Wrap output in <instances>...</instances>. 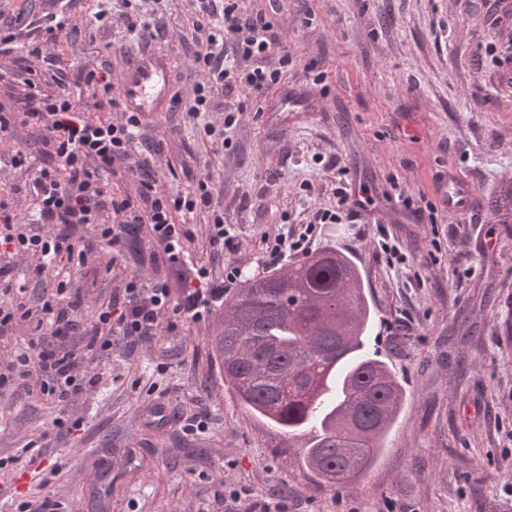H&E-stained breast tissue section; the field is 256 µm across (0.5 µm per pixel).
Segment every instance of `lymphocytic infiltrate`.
Wrapping results in <instances>:
<instances>
[{"mask_svg":"<svg viewBox=\"0 0 512 512\" xmlns=\"http://www.w3.org/2000/svg\"><path fill=\"white\" fill-rule=\"evenodd\" d=\"M194 32H207L206 44L193 55V67L201 80L194 88L188 114L199 120L200 130L214 143L224 141L223 128L203 121L210 93L222 87H240L247 98H262L282 79L279 68L257 67L239 72L226 65L225 56L245 60L266 57L272 50V24L266 16H243L240 0H193ZM114 118L96 120L80 110L68 95H52L31 89L21 110L0 107V144L10 142L16 126H31L41 133L40 158L30 161L24 151H0V165L23 172L22 183L13 185L9 197H0V250L10 260L0 263V291L25 296L29 284L55 275L51 296L39 298L36 307L4 302L0 304V334L26 324L32 336L26 348L13 352L0 368V382L27 376L30 364L43 375L39 390L47 400L64 404L79 387L94 385V378H76L78 359L63 344L72 333L82 332L90 352L109 350L116 336L141 340L157 335L160 319L176 308L185 319L197 322L208 313L212 302L224 295L223 285L214 284L207 268L189 265L184 242L192 236L188 225L177 223V214L197 210L210 212L209 238L217 249L233 248V238L224 226V213L214 200L208 179H200L188 194H171L142 182L138 197L114 195L102 178L113 165L128 166L130 178H137L142 162L136 161L141 136V119L123 111L119 100H111ZM28 203L26 216L16 211V199ZM147 225L153 244L161 247L167 262L180 274L184 295L172 303L170 286L158 279L143 283L130 277L125 286L126 301L120 311L100 306L86 327L75 316L82 303L73 295L69 267L84 264L93 252L92 244L76 247L70 232L91 227L95 242L116 243L129 227Z\"/></svg>","mask_w":512,"mask_h":512,"instance_id":"1","label":"lymphocytic infiltrate"}]
</instances>
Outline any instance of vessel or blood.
<instances>
[{
  "instance_id": "1",
  "label": "vessel or blood",
  "mask_w": 512,
  "mask_h": 512,
  "mask_svg": "<svg viewBox=\"0 0 512 512\" xmlns=\"http://www.w3.org/2000/svg\"><path fill=\"white\" fill-rule=\"evenodd\" d=\"M172 71L170 66L152 55L140 58L124 74L120 95L127 111L148 118L164 111L171 102ZM441 198L449 213L469 210L474 189L469 181L452 173L444 183Z\"/></svg>"
}]
</instances>
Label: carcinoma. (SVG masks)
I'll list each match as a JSON object with an SVG mask.
<instances>
[{
  "label": "carcinoma",
  "instance_id": "obj_1",
  "mask_svg": "<svg viewBox=\"0 0 512 512\" xmlns=\"http://www.w3.org/2000/svg\"><path fill=\"white\" fill-rule=\"evenodd\" d=\"M335 254L324 249L245 279L225 301L217 345L239 400L290 438L309 432L307 468L353 481L382 450L403 388L364 350L369 303L362 288L346 285L355 263Z\"/></svg>",
  "mask_w": 512,
  "mask_h": 512
}]
</instances>
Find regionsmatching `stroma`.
Listing matches in <instances>:
<instances>
[{
  "instance_id": "stroma-1",
  "label": "stroma",
  "mask_w": 512,
  "mask_h": 512,
  "mask_svg": "<svg viewBox=\"0 0 512 512\" xmlns=\"http://www.w3.org/2000/svg\"><path fill=\"white\" fill-rule=\"evenodd\" d=\"M266 15L292 61L260 109L240 89H219L207 121H235L223 146L201 136L186 109L200 76L191 58V0H139L129 32L124 0H0L25 24L0 54V106L21 105L26 79L91 109L102 94L87 72H108L112 93L141 57L169 59L182 102L146 120L143 144L158 186L188 193L209 178L237 249L218 253L209 214L188 215L187 246L212 279L227 263L267 271L262 239L298 235L317 211L356 201L323 224L309 251L330 246L359 266L374 321L365 340L396 372L401 410L366 475L329 484L300 462L291 439L252 414L224 381L216 339L223 302L205 318L168 311L161 335L113 337L95 355L94 387L56 407L38 393L0 389V512H213L221 484L252 505L288 512H512V223L493 204L512 188V0H245ZM68 17L47 31L49 16ZM40 46L42 57L31 56ZM65 76L57 83L55 73ZM323 81H316V74ZM307 87L318 108L281 112L279 90ZM464 175L476 204L449 215L439 193L447 169ZM432 204L415 216L409 202ZM396 242L390 269L378 248ZM113 264H106V256ZM169 281L174 268L146 236L130 234L74 269L87 321L125 301L131 276ZM205 416L201 433L180 420Z\"/></svg>"
}]
</instances>
